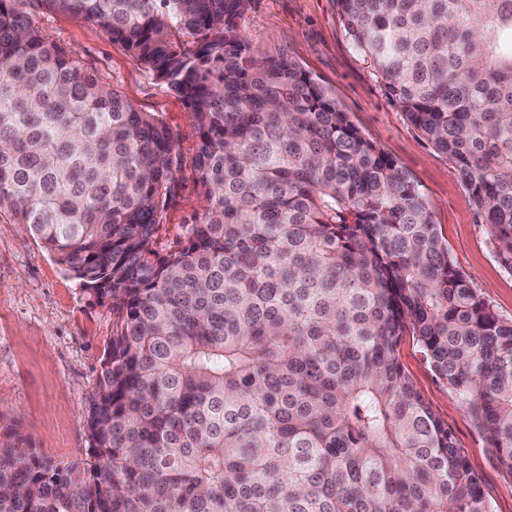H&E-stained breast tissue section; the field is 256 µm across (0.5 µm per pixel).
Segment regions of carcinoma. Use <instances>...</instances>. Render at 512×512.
<instances>
[{
  "label": "carcinoma",
  "instance_id": "1",
  "mask_svg": "<svg viewBox=\"0 0 512 512\" xmlns=\"http://www.w3.org/2000/svg\"><path fill=\"white\" fill-rule=\"evenodd\" d=\"M249 2L0 0V216L120 312L91 470L0 432V512H491L398 360L406 334L512 474V320L406 171L247 43ZM337 3L512 273V0ZM30 4L96 24L187 102L204 205L179 250L156 249L173 131Z\"/></svg>",
  "mask_w": 512,
  "mask_h": 512
}]
</instances>
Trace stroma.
I'll return each mask as SVG.
<instances>
[{"label":"stroma","instance_id":"35a3bbf8","mask_svg":"<svg viewBox=\"0 0 512 512\" xmlns=\"http://www.w3.org/2000/svg\"><path fill=\"white\" fill-rule=\"evenodd\" d=\"M36 19L176 134L177 190L157 249L163 255L178 250L182 225L192 223L203 205L194 169L199 132L189 107L98 26L59 12L41 11ZM238 24L264 57L290 59L329 89L363 136L410 174L455 267L499 317L512 320V273L495 257L457 169L408 122L369 62L352 48L337 0H251ZM117 320L111 300L82 288L24 225L0 222V431L16 428L24 447L56 463H90L89 407ZM397 351L405 372L480 476L492 512H512V474L499 468L465 404L436 377L414 337H402Z\"/></svg>","mask_w":512,"mask_h":512}]
</instances>
